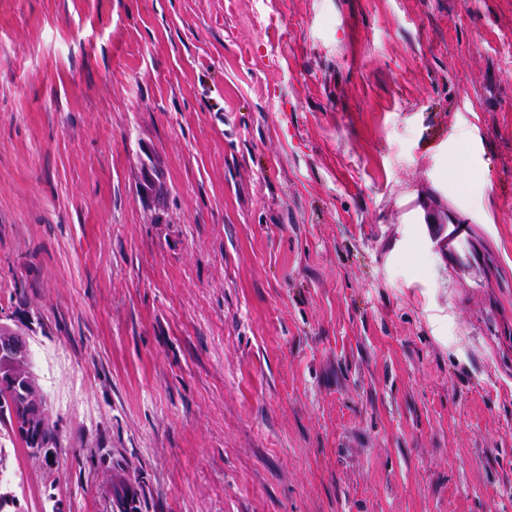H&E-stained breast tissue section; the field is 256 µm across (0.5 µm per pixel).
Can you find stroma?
Instances as JSON below:
<instances>
[{"label": "stroma", "mask_w": 512, "mask_h": 512, "mask_svg": "<svg viewBox=\"0 0 512 512\" xmlns=\"http://www.w3.org/2000/svg\"><path fill=\"white\" fill-rule=\"evenodd\" d=\"M0 322L17 512H512V0H0ZM473 224H448V234L436 233L433 243L453 257L458 265L468 266L472 260L467 245L472 239ZM0 327L6 334L0 342V359L21 362L30 385L37 389V378L30 363L27 334L6 324L1 323ZM36 389L26 387L22 369L2 368L0 360V408L4 405L8 408L6 414L0 413V422L9 419L12 429L13 425H17L18 435L33 457L43 454L37 449L35 453L33 448H44L46 456L55 448L54 427L50 424V418L43 416L41 397Z\"/></svg>", "instance_id": "stroma-1"}]
</instances>
